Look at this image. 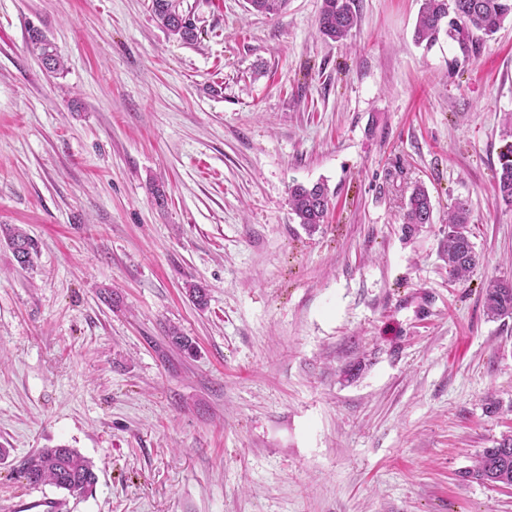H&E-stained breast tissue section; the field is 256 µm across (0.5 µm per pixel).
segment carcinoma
<instances>
[{
  "label": "carcinoma",
  "instance_id": "carcinoma-1",
  "mask_svg": "<svg viewBox=\"0 0 512 512\" xmlns=\"http://www.w3.org/2000/svg\"><path fill=\"white\" fill-rule=\"evenodd\" d=\"M261 14L278 15L287 0H248ZM153 16L169 36L191 44L198 38V28L191 12L182 8L181 0H152ZM512 19V0H422L414 39L431 46L440 33H445L462 57L476 53L482 41L494 34L507 19ZM359 22L357 0H322L319 33L330 40L342 41ZM29 41L38 52L44 68L50 73L63 70V62L55 47L38 29L29 30ZM508 138L499 154L500 169L496 176L495 196L512 206V125L504 130ZM288 203L293 214L308 231L324 223L331 199L326 185L316 183L308 188L293 186ZM407 224L433 223V205L421 186L413 189L405 207ZM470 209L464 200L448 207V271L457 280H467L478 263L470 239ZM16 262L27 266L37 246L19 227L0 228ZM484 291V305L493 319L512 317V280L492 279ZM467 476L491 486H512V433L505 434L496 445L478 453ZM23 477L33 486L52 485L69 494L86 493L97 483L94 465L77 450L65 445L41 448L31 455L23 467Z\"/></svg>",
  "mask_w": 512,
  "mask_h": 512
}]
</instances>
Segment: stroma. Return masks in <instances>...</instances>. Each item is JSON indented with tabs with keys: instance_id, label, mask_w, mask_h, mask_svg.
Here are the masks:
<instances>
[{
	"instance_id": "obj_1",
	"label": "stroma",
	"mask_w": 512,
	"mask_h": 512,
	"mask_svg": "<svg viewBox=\"0 0 512 512\" xmlns=\"http://www.w3.org/2000/svg\"><path fill=\"white\" fill-rule=\"evenodd\" d=\"M357 4L334 42L322 0H183L187 45L151 0H0V224L37 243L23 267L0 240V512H512L465 476L512 429V318L481 293L512 280V21L457 65L447 36L415 44L421 0ZM318 182L311 233L288 193ZM418 185L434 219L409 226ZM56 445L94 461L91 492L20 478ZM152 13L168 36L187 44L197 41L198 28L190 11L182 8L180 0H152ZM29 41L33 50L38 52V58L48 72L57 73L63 70V62L55 47L39 29L32 28L29 30ZM507 142L499 154L500 169L496 176L495 196L507 206H512V125L503 133ZM510 139V141H508ZM448 271L457 280H467L478 263L470 239V209L464 200L448 208Z\"/></svg>"
}]
</instances>
